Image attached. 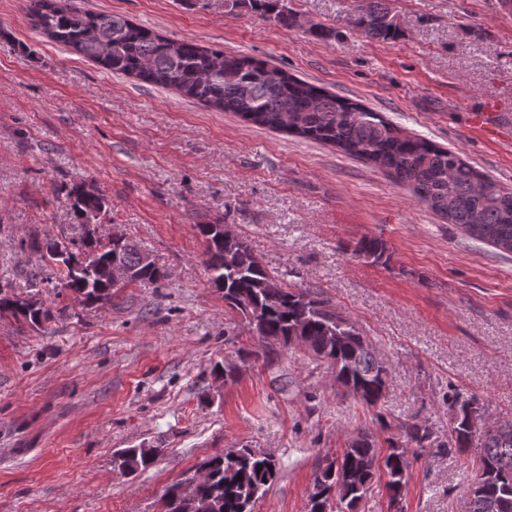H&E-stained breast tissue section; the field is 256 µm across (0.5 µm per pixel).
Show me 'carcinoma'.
Listing matches in <instances>:
<instances>
[{"instance_id": "carcinoma-1", "label": "carcinoma", "mask_w": 512, "mask_h": 512, "mask_svg": "<svg viewBox=\"0 0 512 512\" xmlns=\"http://www.w3.org/2000/svg\"><path fill=\"white\" fill-rule=\"evenodd\" d=\"M79 2L26 0V14L50 41L112 73L173 89L221 112H233L248 124L331 145L384 169L395 182L409 186L432 212L461 227L472 239L512 254V190L481 174L457 153L425 138L407 136L365 105L330 94L264 61L173 40L122 16L88 11ZM280 2L231 0V6L282 21L285 15ZM351 24L371 39L387 40L399 31L396 15L382 0H369ZM66 198L73 200L71 210L78 220L105 208L102 195L81 185L72 186ZM197 230L206 243L210 281L251 332L270 346H287L292 339H299L315 357L330 363L337 384L368 407L383 405L389 368L349 320L318 296L288 287L245 242L229 238L219 242L207 224L197 225ZM70 245L75 247L70 259L82 270L74 272L65 265L62 288L78 297L89 298L99 291L102 298L111 297L112 288H99L83 272L112 260L116 255L112 243L104 244L87 232L81 241ZM55 246L62 252L68 250L62 242ZM355 252L378 263L386 256L387 247L378 237L364 236L356 243ZM14 305L13 315L30 324L50 315V310L42 307L28 309L19 296ZM469 404L470 400L448 387L452 413L448 447L459 451L480 448L481 466L469 488L464 512H512V423L482 433L478 429L480 415H470ZM399 430L405 442L419 448L431 436L428 427L415 421L403 422ZM160 452L159 448H125L115 464L124 473L134 474L152 465ZM381 468L395 504L407 484V447L391 440L389 453L382 458L373 436L360 432L316 475L309 512H327L333 496L350 512L367 494ZM198 469L206 471V480L197 486L196 498L184 497L180 484L175 483L163 494V512H191V505L198 500L210 503L212 512H253L277 475L272 455L247 446L208 458Z\"/></svg>"}]
</instances>
